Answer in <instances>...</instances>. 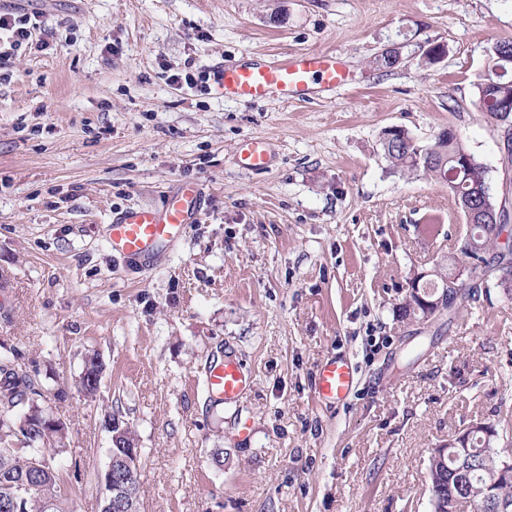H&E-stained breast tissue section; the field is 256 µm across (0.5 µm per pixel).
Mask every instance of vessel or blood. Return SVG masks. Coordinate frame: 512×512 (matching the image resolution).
I'll return each instance as SVG.
<instances>
[{
  "label": "vessel or blood",
  "instance_id": "vessel-or-blood-1",
  "mask_svg": "<svg viewBox=\"0 0 512 512\" xmlns=\"http://www.w3.org/2000/svg\"><path fill=\"white\" fill-rule=\"evenodd\" d=\"M348 72L335 55L321 49L297 52L282 60L225 64L215 82L217 95L242 102L278 99L293 101L308 95L313 86L344 87ZM271 159L266 140L255 138L240 149L238 160L253 170L265 169ZM203 204V191L193 184H180L168 192L162 208L134 207L126 210L111 226L108 244L123 261L150 266L157 251L175 245L187 224ZM358 384L352 360L339 355L319 368L315 397L320 401H346ZM252 380L240 362L225 358L207 376V388L225 402L239 401L251 388Z\"/></svg>",
  "mask_w": 512,
  "mask_h": 512
}]
</instances>
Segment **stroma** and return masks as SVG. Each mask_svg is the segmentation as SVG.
I'll list each match as a JSON object with an SVG mask.
<instances>
[{"label": "stroma", "mask_w": 512, "mask_h": 512, "mask_svg": "<svg viewBox=\"0 0 512 512\" xmlns=\"http://www.w3.org/2000/svg\"><path fill=\"white\" fill-rule=\"evenodd\" d=\"M39 12L46 50L0 65V354L64 427L72 512H100L109 419L141 454L142 512H431L426 460L473 420L512 450V298L489 284L454 316L409 322L411 280L444 275L466 219L446 185L393 170L381 139L450 128L512 217V149L477 105L512 0H0ZM393 68L374 60L393 44ZM438 63L424 62L433 44ZM322 49L347 86L243 103L190 86L203 72ZM265 139L267 169L236 161ZM181 183L196 223L142 271L115 257L112 220ZM105 366L95 398L77 382ZM359 384L319 403L321 364ZM234 356L253 385L211 398ZM64 399H55L57 390ZM250 420L251 440L237 436ZM223 449L224 465L211 462ZM79 468H71V461ZM102 363L98 355H90L84 362V367L81 372L79 387L83 394L87 397L96 395L101 384ZM356 374L354 363L345 355L326 360L318 370L314 388L316 399L332 403L346 401L358 384Z\"/></svg>", "instance_id": "obj_1"}]
</instances>
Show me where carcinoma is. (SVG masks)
<instances>
[{"mask_svg":"<svg viewBox=\"0 0 512 512\" xmlns=\"http://www.w3.org/2000/svg\"><path fill=\"white\" fill-rule=\"evenodd\" d=\"M512 102V84L495 86L481 83L477 87V106L499 123L512 120L505 107ZM396 144L384 148L385 157L403 174L425 175L448 185L455 204L463 214H472L460 255L451 257L452 271L437 280L420 283L421 288L435 292L458 270L467 272V295L495 280L512 297V253H501V230L496 224L507 219L488 220L489 204L484 199L485 171L458 135L438 133L430 143H421L401 129ZM469 158V166L456 171L457 159ZM102 363L98 355L84 362L79 387L87 397L96 395L101 384ZM43 396L26 372L15 368L7 356H0V512H71L63 476L57 461L62 449V427L47 422L42 406L35 397ZM111 432L117 434L109 448V460H117L134 447L131 431L119 424ZM22 435L25 443L13 446V438ZM497 430L463 431L452 438L460 449L454 458L430 451L427 475L432 512H491L489 496L512 503V451L493 446ZM466 469L462 479L455 476L458 467ZM140 463L134 462L122 471L128 487L126 508L140 512Z\"/></svg>","mask_w":512,"mask_h":512,"instance_id":"obj_1","label":"carcinoma"}]
</instances>
